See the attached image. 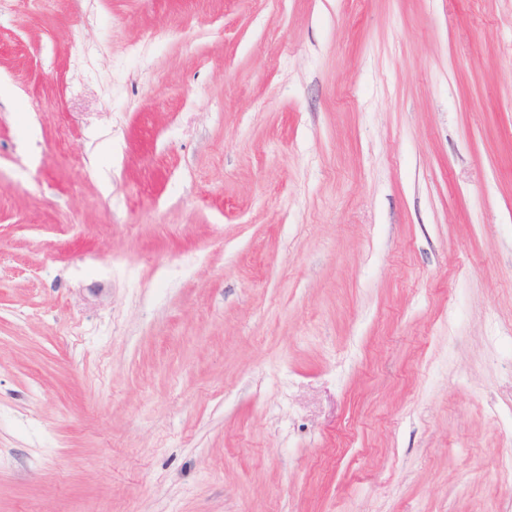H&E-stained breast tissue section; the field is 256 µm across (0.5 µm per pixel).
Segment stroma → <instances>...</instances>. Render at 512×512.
I'll return each mask as SVG.
<instances>
[{
  "mask_svg": "<svg viewBox=\"0 0 512 512\" xmlns=\"http://www.w3.org/2000/svg\"><path fill=\"white\" fill-rule=\"evenodd\" d=\"M0 512H512V0H0Z\"/></svg>",
  "mask_w": 512,
  "mask_h": 512,
  "instance_id": "35a3bbf8",
  "label": "stroma"
}]
</instances>
